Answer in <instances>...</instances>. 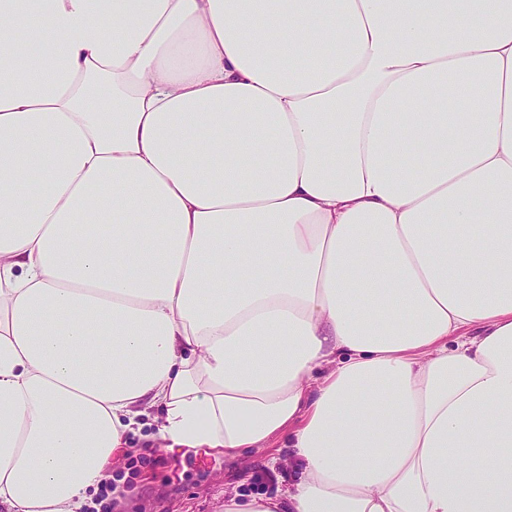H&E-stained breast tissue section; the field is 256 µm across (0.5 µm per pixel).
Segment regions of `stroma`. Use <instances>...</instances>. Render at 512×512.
<instances>
[{
  "label": "stroma",
  "instance_id": "35a3bbf8",
  "mask_svg": "<svg viewBox=\"0 0 512 512\" xmlns=\"http://www.w3.org/2000/svg\"><path fill=\"white\" fill-rule=\"evenodd\" d=\"M154 426L129 435L128 445L137 465L121 461L112 468L120 493L112 512H222L224 490L237 487L246 494L272 496L290 482L294 470L281 464L272 477L263 478L255 452L235 457L215 453L159 448Z\"/></svg>",
  "mask_w": 512,
  "mask_h": 512
}]
</instances>
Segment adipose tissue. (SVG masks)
<instances>
[{
    "label": "adipose tissue",
    "mask_w": 512,
    "mask_h": 512,
    "mask_svg": "<svg viewBox=\"0 0 512 512\" xmlns=\"http://www.w3.org/2000/svg\"><path fill=\"white\" fill-rule=\"evenodd\" d=\"M152 408L287 440L224 512H512V0H0V512Z\"/></svg>",
    "instance_id": "obj_1"
}]
</instances>
